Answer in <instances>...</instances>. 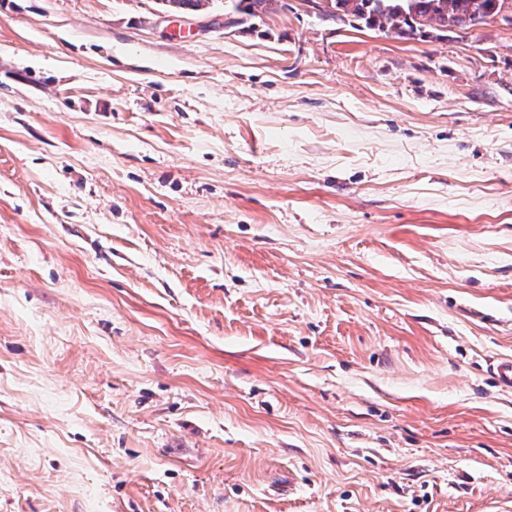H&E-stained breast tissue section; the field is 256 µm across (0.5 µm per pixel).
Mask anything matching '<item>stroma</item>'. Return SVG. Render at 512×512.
<instances>
[{
	"instance_id": "obj_1",
	"label": "stroma",
	"mask_w": 512,
	"mask_h": 512,
	"mask_svg": "<svg viewBox=\"0 0 512 512\" xmlns=\"http://www.w3.org/2000/svg\"><path fill=\"white\" fill-rule=\"evenodd\" d=\"M0 0V512H512V26Z\"/></svg>"
}]
</instances>
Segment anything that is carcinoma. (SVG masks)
<instances>
[{"label": "carcinoma", "instance_id": "1", "mask_svg": "<svg viewBox=\"0 0 512 512\" xmlns=\"http://www.w3.org/2000/svg\"><path fill=\"white\" fill-rule=\"evenodd\" d=\"M322 17L355 20L365 27L402 40L464 37L467 31L494 17L512 15V0H324ZM278 5V0H227L224 14L235 25L259 17Z\"/></svg>", "mask_w": 512, "mask_h": 512}]
</instances>
